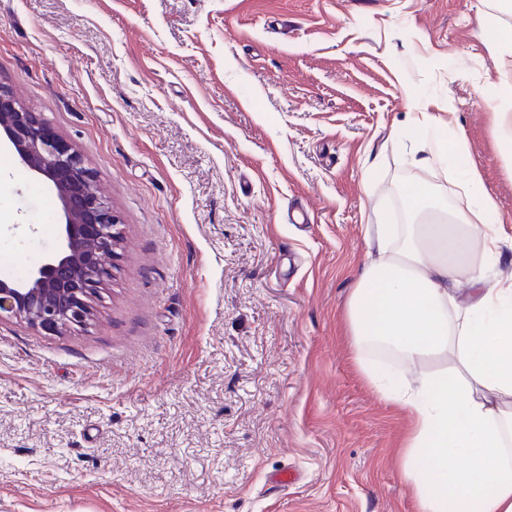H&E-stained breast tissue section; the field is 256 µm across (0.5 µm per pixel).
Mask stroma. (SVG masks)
I'll return each mask as SVG.
<instances>
[{"label": "stroma", "mask_w": 512, "mask_h": 512, "mask_svg": "<svg viewBox=\"0 0 512 512\" xmlns=\"http://www.w3.org/2000/svg\"><path fill=\"white\" fill-rule=\"evenodd\" d=\"M510 30L503 0H0V83L122 235L86 326L0 321V512H420L345 309L405 186L464 211L462 165L423 162L445 135L507 234L469 260L512 286ZM63 221L0 145V266L24 279ZM500 112H495L501 122L502 128H510V132H503L498 141L499 151L501 155L508 160L512 161V101L510 98L497 105Z\"/></svg>", "instance_id": "1"}]
</instances>
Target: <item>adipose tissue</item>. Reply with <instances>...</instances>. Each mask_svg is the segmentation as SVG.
Instances as JSON below:
<instances>
[{
    "label": "adipose tissue",
    "mask_w": 512,
    "mask_h": 512,
    "mask_svg": "<svg viewBox=\"0 0 512 512\" xmlns=\"http://www.w3.org/2000/svg\"><path fill=\"white\" fill-rule=\"evenodd\" d=\"M460 188L472 203L467 223L367 225L375 255L347 320L361 372L411 418L400 466L421 512H512V288L470 264L473 245L494 253L501 235L479 174ZM373 351L401 356L406 376L387 384Z\"/></svg>",
    "instance_id": "adipose-tissue-1"
}]
</instances>
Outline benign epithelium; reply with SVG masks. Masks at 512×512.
I'll return each mask as SVG.
<instances>
[{"label":"benign epithelium","mask_w":512,"mask_h":512,"mask_svg":"<svg viewBox=\"0 0 512 512\" xmlns=\"http://www.w3.org/2000/svg\"><path fill=\"white\" fill-rule=\"evenodd\" d=\"M0 131L20 162L51 184L65 218L57 251L23 283L0 278V321L14 318L61 334L89 320L90 301L107 274L106 259L120 243V217L99 192L94 171L79 150L1 84Z\"/></svg>","instance_id":"benign-epithelium-1"}]
</instances>
